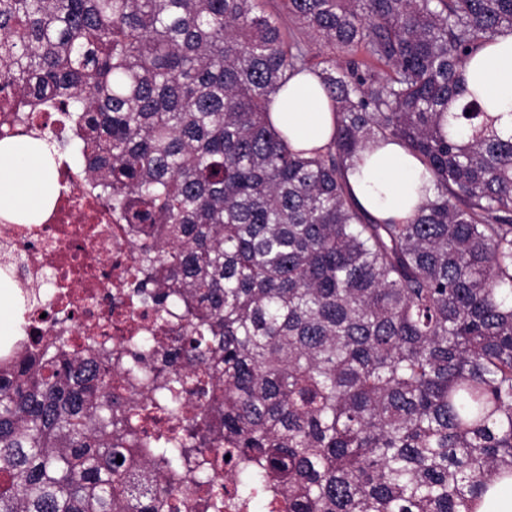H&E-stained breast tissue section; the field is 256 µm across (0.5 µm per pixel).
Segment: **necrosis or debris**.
Masks as SVG:
<instances>
[{
	"instance_id": "obj_1",
	"label": "necrosis or debris",
	"mask_w": 512,
	"mask_h": 512,
	"mask_svg": "<svg viewBox=\"0 0 512 512\" xmlns=\"http://www.w3.org/2000/svg\"><path fill=\"white\" fill-rule=\"evenodd\" d=\"M24 124L45 141L70 138L64 113L46 110L19 113L10 93L0 91V134ZM57 195L40 223L17 224L0 217V272L24 291L25 336L0 344V357L17 349L37 351L53 336H65L74 352L84 339L104 331L111 336L136 335L140 345L153 342L152 319L142 311L111 313L123 284L132 276L129 243L134 234L85 178L71 156L54 160ZM52 308L58 324L45 323Z\"/></svg>"
}]
</instances>
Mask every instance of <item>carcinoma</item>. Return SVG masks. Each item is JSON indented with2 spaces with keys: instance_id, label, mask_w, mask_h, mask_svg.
<instances>
[{
  "instance_id": "1",
  "label": "carcinoma",
  "mask_w": 512,
  "mask_h": 512,
  "mask_svg": "<svg viewBox=\"0 0 512 512\" xmlns=\"http://www.w3.org/2000/svg\"><path fill=\"white\" fill-rule=\"evenodd\" d=\"M284 4L325 58L262 0H0V88L68 113L57 148L136 228L129 299L159 326L184 305L176 348L93 336L80 360L58 336L0 360V512H162L206 481L188 448L256 492L277 477L288 512H477L512 479V132L464 79L512 0ZM303 71L338 112L312 157L269 119ZM382 142L432 176L404 224L347 182ZM184 359L204 364L187 408ZM136 385L156 397L130 405ZM159 403L175 423L151 435ZM280 3L279 0H266V2H263L265 10L277 14L280 17L281 23L288 25V30L293 34L294 38L309 50L312 62H317L319 58H315L318 52L316 39L309 31L299 28L291 16L283 13L280 10Z\"/></svg>"
}]
</instances>
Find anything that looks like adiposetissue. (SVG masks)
Segmentation results:
<instances>
[{
	"mask_svg": "<svg viewBox=\"0 0 512 512\" xmlns=\"http://www.w3.org/2000/svg\"><path fill=\"white\" fill-rule=\"evenodd\" d=\"M464 77L469 90L495 116L496 129L512 128V34L480 49L469 60ZM270 118L294 150L310 151L329 144L336 114L318 78L303 72L292 76L276 96ZM43 154L38 140L0 142V215L19 222L54 197L56 186L43 165ZM346 178L357 205L379 220L410 219L432 192L422 162L396 143L364 152Z\"/></svg>",
	"mask_w": 512,
	"mask_h": 512,
	"instance_id": "adipose-tissue-1",
	"label": "adipose tissue"
}]
</instances>
